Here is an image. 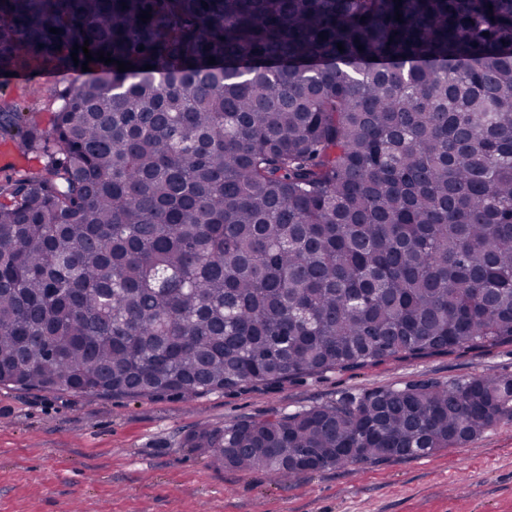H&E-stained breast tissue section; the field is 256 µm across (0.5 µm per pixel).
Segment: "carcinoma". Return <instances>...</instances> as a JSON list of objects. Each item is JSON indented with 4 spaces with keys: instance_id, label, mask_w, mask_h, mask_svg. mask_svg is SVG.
<instances>
[{
    "instance_id": "cac0c4a2",
    "label": "carcinoma",
    "mask_w": 512,
    "mask_h": 512,
    "mask_svg": "<svg viewBox=\"0 0 512 512\" xmlns=\"http://www.w3.org/2000/svg\"><path fill=\"white\" fill-rule=\"evenodd\" d=\"M401 2L0 0V71L87 40L96 73L48 128L0 102L39 156L0 179V384L192 400L511 344L512 0ZM504 421L512 376L474 374L184 447L289 481Z\"/></svg>"
}]
</instances>
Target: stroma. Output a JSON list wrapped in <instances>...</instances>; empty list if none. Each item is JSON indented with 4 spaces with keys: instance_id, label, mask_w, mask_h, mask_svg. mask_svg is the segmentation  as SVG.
<instances>
[{
    "instance_id": "obj_1",
    "label": "stroma",
    "mask_w": 512,
    "mask_h": 512,
    "mask_svg": "<svg viewBox=\"0 0 512 512\" xmlns=\"http://www.w3.org/2000/svg\"><path fill=\"white\" fill-rule=\"evenodd\" d=\"M62 82L0 75V100L49 124ZM470 374L512 375V345L208 393L192 401L0 385V512H512V422L464 448L277 480L212 464L191 432L341 395Z\"/></svg>"
}]
</instances>
